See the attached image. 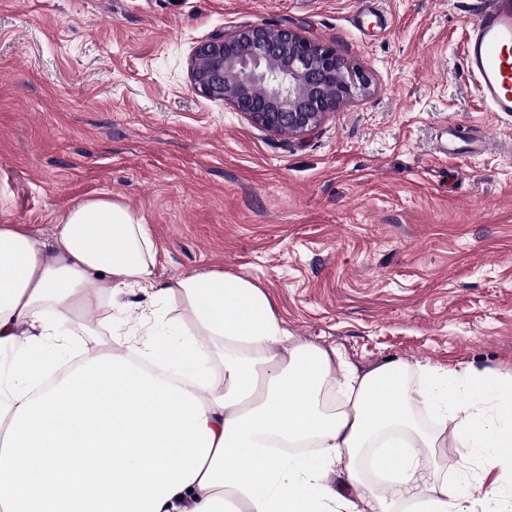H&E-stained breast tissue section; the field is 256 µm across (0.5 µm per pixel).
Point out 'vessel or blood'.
<instances>
[{
    "instance_id": "1",
    "label": "vessel or blood",
    "mask_w": 512,
    "mask_h": 512,
    "mask_svg": "<svg viewBox=\"0 0 512 512\" xmlns=\"http://www.w3.org/2000/svg\"><path fill=\"white\" fill-rule=\"evenodd\" d=\"M465 46L467 74L493 112L512 114V0H477Z\"/></svg>"
}]
</instances>
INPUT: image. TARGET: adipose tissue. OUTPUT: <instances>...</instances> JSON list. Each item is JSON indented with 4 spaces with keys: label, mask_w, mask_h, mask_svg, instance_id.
<instances>
[{
    "label": "adipose tissue",
    "mask_w": 512,
    "mask_h": 512,
    "mask_svg": "<svg viewBox=\"0 0 512 512\" xmlns=\"http://www.w3.org/2000/svg\"><path fill=\"white\" fill-rule=\"evenodd\" d=\"M158 260L149 225L109 197L72 205L49 242L0 224V512H467L449 453L486 477L512 467V380L401 360L358 371L291 336L248 278L161 288ZM135 290L151 299L139 335L70 363L88 316L111 324ZM170 299L181 313L161 319ZM297 441L317 454L271 450ZM365 455L398 499L364 476ZM334 468L346 484L328 483Z\"/></svg>",
    "instance_id": "obj_1"
}]
</instances>
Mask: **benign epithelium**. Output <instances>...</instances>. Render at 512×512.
<instances>
[{"label":"benign epithelium","mask_w":512,"mask_h":512,"mask_svg":"<svg viewBox=\"0 0 512 512\" xmlns=\"http://www.w3.org/2000/svg\"><path fill=\"white\" fill-rule=\"evenodd\" d=\"M190 79L198 94L231 105L258 127L294 136L316 128L369 84L335 47L292 29L272 33L264 23L199 43Z\"/></svg>","instance_id":"obj_1"}]
</instances>
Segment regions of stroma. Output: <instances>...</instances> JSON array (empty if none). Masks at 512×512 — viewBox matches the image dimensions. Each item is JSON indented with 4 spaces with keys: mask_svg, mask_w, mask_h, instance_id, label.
<instances>
[{
    "mask_svg": "<svg viewBox=\"0 0 512 512\" xmlns=\"http://www.w3.org/2000/svg\"><path fill=\"white\" fill-rule=\"evenodd\" d=\"M382 6L388 28L358 30L362 0H0V224L48 240L106 195L150 225L159 285L246 276L360 370L512 377V115L464 72L474 0ZM251 23L334 46L368 87L301 137L197 94L193 49Z\"/></svg>",
    "mask_w": 512,
    "mask_h": 512,
    "instance_id": "35a3bbf8",
    "label": "stroma"
}]
</instances>
